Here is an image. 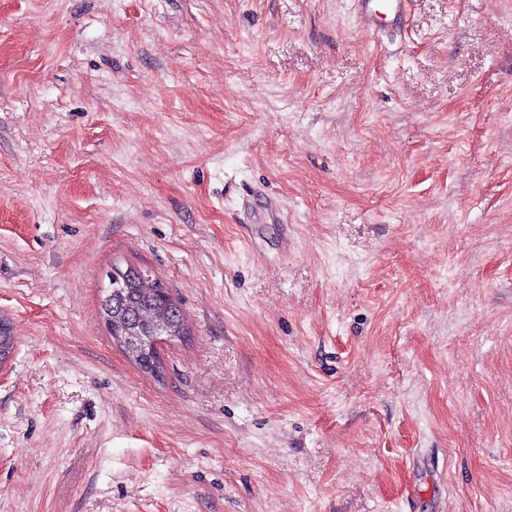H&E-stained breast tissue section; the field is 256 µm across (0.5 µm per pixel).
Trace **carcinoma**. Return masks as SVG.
I'll return each mask as SVG.
<instances>
[{
    "mask_svg": "<svg viewBox=\"0 0 512 512\" xmlns=\"http://www.w3.org/2000/svg\"><path fill=\"white\" fill-rule=\"evenodd\" d=\"M99 314L109 336H127L143 351L140 359L128 357L145 369L152 351L144 339L154 334L183 336L187 324L185 315L169 289L157 279L148 282L132 279L126 269L115 265L109 273V283L103 290Z\"/></svg>",
    "mask_w": 512,
    "mask_h": 512,
    "instance_id": "carcinoma-1",
    "label": "carcinoma"
}]
</instances>
